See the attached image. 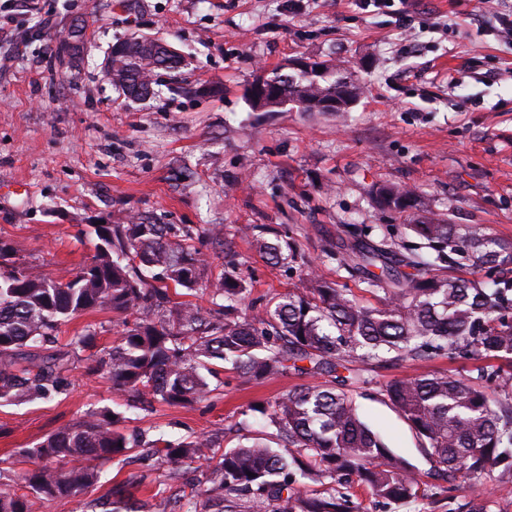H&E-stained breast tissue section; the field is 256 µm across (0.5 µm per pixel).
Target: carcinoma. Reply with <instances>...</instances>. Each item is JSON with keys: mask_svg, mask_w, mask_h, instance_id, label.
Listing matches in <instances>:
<instances>
[{"mask_svg": "<svg viewBox=\"0 0 512 512\" xmlns=\"http://www.w3.org/2000/svg\"><path fill=\"white\" fill-rule=\"evenodd\" d=\"M140 41L113 44L112 85L132 101L157 95L159 71L180 57L154 56ZM328 66L271 73L283 98L304 105L328 101L341 117L360 95L354 71ZM404 185L376 189L383 212L408 213L412 240L353 238L341 245L343 266L381 295L367 307L347 288L310 274L300 288L243 306L244 276L214 277L191 230L131 220L94 224V254L70 278L49 279L19 262L0 240V401L46 399L67 389L68 361L96 346L86 328L69 349L23 364L57 341L62 325L94 309L123 316L112 349L92 369L127 406L149 411L155 402L192 406L216 391L209 377L229 363L238 378L259 381L287 372L325 376L249 411L263 429L220 452L204 435L172 441L127 433L123 416L88 411L20 455L32 464L25 480L39 499L75 498L100 481L98 462L146 455L179 467L214 462L190 492L147 499L127 481L112 484V502L126 512H361L347 489L356 484L376 501L410 503L428 497L424 478L462 492L456 512H493L491 482L512 483V246L478 225L451 224L417 204ZM255 251L272 265L295 258L283 229L258 227ZM487 270L489 281L450 277L461 262ZM380 265L381 273L369 271ZM206 291L212 308L187 300ZM504 360L481 365L467 378L433 372L396 378L381 396L414 431L426 473L395 454L361 418L353 385L362 367L409 360ZM26 495L0 490V512H33Z\"/></svg>", "mask_w": 512, "mask_h": 512, "instance_id": "obj_1", "label": "carcinoma"}]
</instances>
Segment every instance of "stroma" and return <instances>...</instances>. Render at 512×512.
I'll return each instance as SVG.
<instances>
[{"instance_id": "35a3bbf8", "label": "stroma", "mask_w": 512, "mask_h": 512, "mask_svg": "<svg viewBox=\"0 0 512 512\" xmlns=\"http://www.w3.org/2000/svg\"><path fill=\"white\" fill-rule=\"evenodd\" d=\"M495 10L512 11V0ZM483 0H394L385 11L356 0H39L37 10L0 0V239L17 258L57 278L92 254L97 222L135 215L192 229L214 274L232 249L253 298L301 287L309 271L377 305L360 279L334 259L353 228L386 222L396 239L406 219L380 215L377 186L414 188L421 204L454 224H480L512 243V43L492 31ZM86 48L68 67L53 48L73 23ZM163 39L182 54L161 72L156 97L134 102L104 70L112 44L131 33ZM291 56L360 63L363 94L344 119L321 112H255L245 99L257 73ZM224 227L213 239V225ZM282 224L295 260L270 266L252 248L255 225ZM120 315L93 310L63 326L58 346L88 326L100 334L50 400L0 402V486L22 491L20 456L85 412L112 407L106 379L90 372L111 349ZM471 361L366 366L354 397L364 421L420 470L428 465L382 384L432 372L468 376ZM222 395L191 407L155 403L124 409L126 431L160 428L169 438L206 434L234 446L258 429L248 406L314 377L287 372L246 383L225 369ZM98 485L75 498L38 503L37 512H85L112 483L136 482L143 498L166 480L152 462L118 456ZM362 512H455L435 491L417 504L378 503Z\"/></svg>"}]
</instances>
